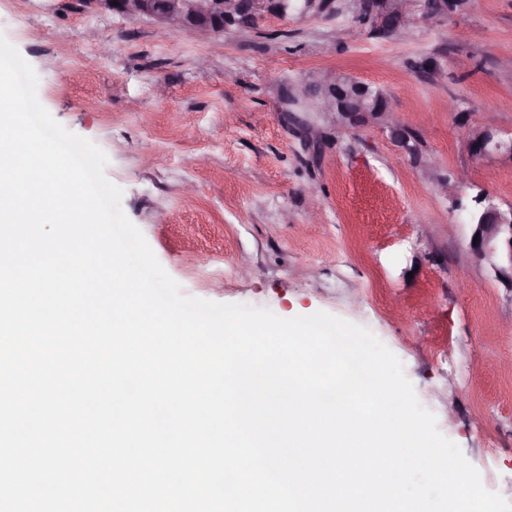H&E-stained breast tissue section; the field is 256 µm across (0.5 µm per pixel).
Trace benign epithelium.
Instances as JSON below:
<instances>
[{
	"label": "benign epithelium",
	"mask_w": 512,
	"mask_h": 512,
	"mask_svg": "<svg viewBox=\"0 0 512 512\" xmlns=\"http://www.w3.org/2000/svg\"><path fill=\"white\" fill-rule=\"evenodd\" d=\"M108 9L131 15L149 17L164 24L170 31L190 30L202 38H211L233 26L240 15L259 19L270 12L287 14L288 0H93ZM415 0H375L366 21L373 31L382 35L396 30L408 20ZM320 109L333 117L354 123L380 119L394 127L396 136L407 143V136L398 127L389 102L378 104L368 95L366 84L341 81L327 76L319 84ZM465 148L473 156L490 157L502 152L512 157V138L504 141L491 130L483 129L466 137ZM472 233L479 234L470 245L478 262H489L501 281L512 286V210H504L492 197L480 191L471 199L468 213Z\"/></svg>",
	"instance_id": "1"
}]
</instances>
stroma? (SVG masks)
Segmentation results:
<instances>
[{
    "mask_svg": "<svg viewBox=\"0 0 512 512\" xmlns=\"http://www.w3.org/2000/svg\"><path fill=\"white\" fill-rule=\"evenodd\" d=\"M425 5L387 37L336 0L201 40L89 0H0V35L55 120L106 154L124 213L184 295L365 327L512 502V288L473 261L459 208L481 191L512 208V158L464 147L476 128L512 136V0L431 19ZM325 72L378 88L409 147L289 99Z\"/></svg>",
    "mask_w": 512,
    "mask_h": 512,
    "instance_id": "stroma-1",
    "label": "stroma"
}]
</instances>
